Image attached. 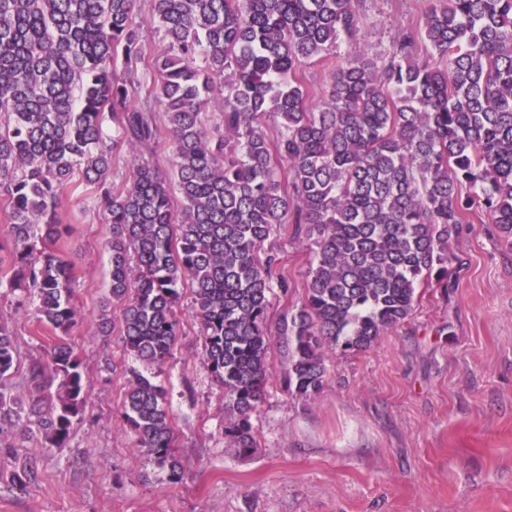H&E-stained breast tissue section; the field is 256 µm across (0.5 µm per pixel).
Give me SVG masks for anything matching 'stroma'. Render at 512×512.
Wrapping results in <instances>:
<instances>
[{"label": "stroma", "instance_id": "obj_1", "mask_svg": "<svg viewBox=\"0 0 512 512\" xmlns=\"http://www.w3.org/2000/svg\"><path fill=\"white\" fill-rule=\"evenodd\" d=\"M426 9V0H364L361 29L340 50L385 54L398 28L418 26ZM60 217L72 227L66 251L83 319L69 342L90 398L67 447L46 446L35 430L0 446V512H512V239L494 225H465L453 245L461 261L455 288L421 286L404 324L366 351L329 354L328 380L314 400L286 391L287 351L275 337L248 456L224 438V393L202 360L199 324L183 308L182 333L157 378L186 467L173 484L137 450L119 413L142 363L117 333L88 331L101 314H118L110 227L77 193ZM269 242L288 279L287 290L270 296L274 330L302 303L312 253L308 242L278 233ZM0 321L18 352L6 385L24 400L30 367L45 358L52 335L3 283ZM15 457L38 466L37 482L23 492L9 482Z\"/></svg>", "mask_w": 512, "mask_h": 512}]
</instances>
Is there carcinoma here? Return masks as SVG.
I'll return each mask as SVG.
<instances>
[{
  "mask_svg": "<svg viewBox=\"0 0 512 512\" xmlns=\"http://www.w3.org/2000/svg\"><path fill=\"white\" fill-rule=\"evenodd\" d=\"M358 2L154 0L165 46L147 67L136 0H0V271L55 335L31 366L28 404L0 391V439L34 422L63 448L83 420L89 382L67 342L79 323L74 263L57 248L71 233L59 211L80 186L111 226L125 348L164 365L189 289L224 389V439L241 455L257 447L270 295L288 290L278 258L261 256L271 234L291 225L314 252L302 303L279 327L284 385L305 401L325 385L328 352L369 349L413 314L417 288L450 287L462 225L512 238V0H428L423 26L398 29L384 58L337 52L361 28ZM325 60L314 104L300 67ZM158 106L172 180L153 159ZM124 147L131 174L116 188L108 175ZM15 353L0 321V377ZM120 414L137 449L180 483L165 388L132 372ZM37 475L26 458L10 482L22 491Z\"/></svg>",
  "mask_w": 512,
  "mask_h": 512,
  "instance_id": "1",
  "label": "carcinoma"
}]
</instances>
